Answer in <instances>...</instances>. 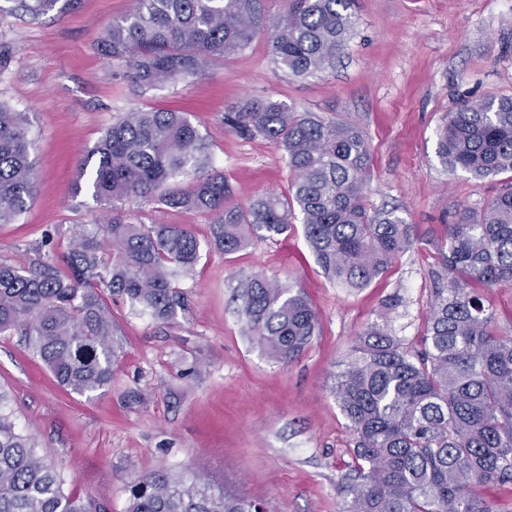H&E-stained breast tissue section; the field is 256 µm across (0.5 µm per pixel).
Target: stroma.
<instances>
[{"mask_svg": "<svg viewBox=\"0 0 512 512\" xmlns=\"http://www.w3.org/2000/svg\"><path fill=\"white\" fill-rule=\"evenodd\" d=\"M132 7L133 0H72L35 15L21 0H0V105L28 115L36 180L23 214L0 224V259L64 265L81 225L111 220V210L76 192L77 162L114 118L133 110L185 113L208 144V173L231 186L232 204L287 195L284 151L224 128L225 112L250 97L359 127L372 156L366 208L394 210L416 242L385 276L351 290L319 266L301 222L227 255L212 246L206 217L130 200L125 220L182 224L197 238L201 259L176 282L184 307L164 323L107 299L119 357L111 387L89 395L62 387L28 337L0 334L6 412L63 475L65 492L111 512H125L135 476L199 468L228 493L261 498L266 512H336L353 477V436L332 394L342 361L395 292L404 303L392 328L416 342L429 314L433 240L460 209H481L500 187L497 176L448 173L435 131L460 102L512 96V7L357 0L356 29L322 73L288 77L272 62L264 32L202 74L143 95L130 86L128 62L97 47L102 30ZM256 274L302 287L318 312V335L290 365L270 361L239 318V284ZM131 391L139 402H129Z\"/></svg>", "mask_w": 512, "mask_h": 512, "instance_id": "obj_1", "label": "stroma"}]
</instances>
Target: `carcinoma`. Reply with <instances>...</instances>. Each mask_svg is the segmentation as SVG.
I'll list each match as a JSON object with an SVG mask.
<instances>
[{
  "label": "carcinoma",
  "mask_w": 512,
  "mask_h": 512,
  "mask_svg": "<svg viewBox=\"0 0 512 512\" xmlns=\"http://www.w3.org/2000/svg\"><path fill=\"white\" fill-rule=\"evenodd\" d=\"M355 0H288L269 52L293 77L329 67L354 27ZM266 18L260 0H134L112 22L101 53L126 58L141 91L175 84L214 59L247 48ZM224 126L283 150L294 174L291 198L266 193L242 208L230 204L224 177L169 182L204 168L197 127L179 112L116 117L77 167V190L101 205L151 198L165 207L211 217L224 254L257 233L288 232L301 215L308 247L337 284L365 288L415 242L393 212L375 216L363 203L371 156L356 126L298 112L271 98H248L224 113ZM437 156L450 173L476 179L509 174L479 211L444 225L431 269V307L422 347L413 350L388 322L358 336L333 394L354 435L355 483L338 512H498L483 495L512 484V332L501 330L484 290L512 282V96L466 101L436 130ZM28 120L0 106V223L15 220L35 193ZM112 241L104 262L99 234ZM200 245L181 224H130L112 215L83 228L66 267L24 269L0 262V333L23 328L65 388L78 394L112 384L119 347L101 292L128 300L168 322L183 306L175 281L190 274ZM240 315L266 355L295 360L320 321L302 289L261 274L241 284ZM126 512H265L182 473L155 471L128 486ZM0 512H107L64 491V482L10 417L0 413Z\"/></svg>",
  "instance_id": "obj_1"
}]
</instances>
